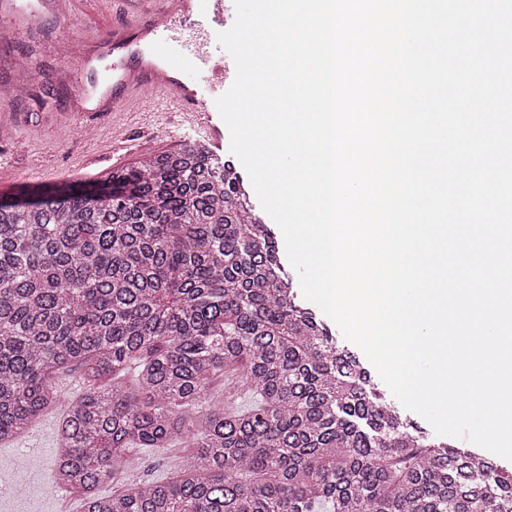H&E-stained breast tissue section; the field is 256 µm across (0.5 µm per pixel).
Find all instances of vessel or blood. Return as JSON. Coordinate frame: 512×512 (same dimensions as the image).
Masks as SVG:
<instances>
[{
	"instance_id": "vessel-or-blood-1",
	"label": "vessel or blood",
	"mask_w": 512,
	"mask_h": 512,
	"mask_svg": "<svg viewBox=\"0 0 512 512\" xmlns=\"http://www.w3.org/2000/svg\"><path fill=\"white\" fill-rule=\"evenodd\" d=\"M42 14L32 0H0V23L8 30H25ZM235 18L234 0H113L111 27L76 68L82 106L69 112L71 123L88 126L126 112L148 92L154 111L182 114L190 128L219 138L212 114L229 88V54L218 35Z\"/></svg>"
}]
</instances>
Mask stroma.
<instances>
[{
    "instance_id": "stroma-1",
    "label": "stroma",
    "mask_w": 512,
    "mask_h": 512,
    "mask_svg": "<svg viewBox=\"0 0 512 512\" xmlns=\"http://www.w3.org/2000/svg\"><path fill=\"white\" fill-rule=\"evenodd\" d=\"M113 0H84L88 29L71 34L59 16L48 14L32 29L0 32V85L14 81L25 68L26 89L20 98L0 94V110L14 114L11 133L0 134V197L14 195L25 182L52 183L103 178L108 172L135 165L130 145L142 133L153 136L151 150L161 152L195 139V132H178L159 112L141 103L89 134L69 126L60 114L74 103L75 87L65 78L101 28L112 24ZM61 392L58 407L41 419L31 433L0 441V512H79L81 495L50 489L58 455L56 428L64 410L83 390L79 369L53 377ZM195 453L194 442L182 436L166 448H136L137 470H118L98 488L100 495L132 481H165Z\"/></svg>"
}]
</instances>
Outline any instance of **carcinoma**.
Returning <instances> with one entry per match:
<instances>
[{"label":"carcinoma","instance_id":"cac0c4a2","mask_svg":"<svg viewBox=\"0 0 512 512\" xmlns=\"http://www.w3.org/2000/svg\"><path fill=\"white\" fill-rule=\"evenodd\" d=\"M0 204V439L84 389L62 415L51 483L83 512H512V473L426 442L369 370L297 301L242 179L204 142L102 180L24 183ZM136 368L139 389L108 379ZM243 372L258 403L210 408V378ZM185 434L173 478L96 489L132 448Z\"/></svg>","mask_w":512,"mask_h":512}]
</instances>
